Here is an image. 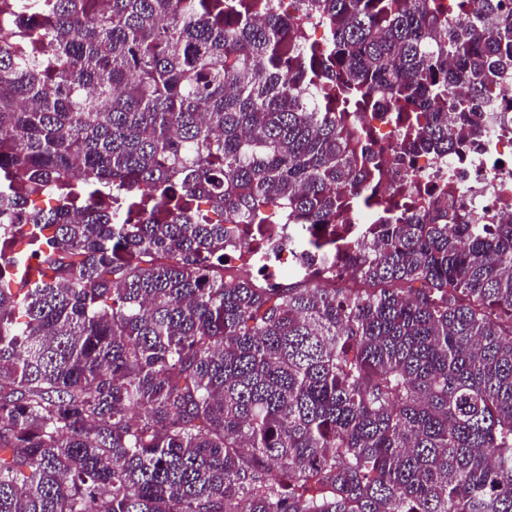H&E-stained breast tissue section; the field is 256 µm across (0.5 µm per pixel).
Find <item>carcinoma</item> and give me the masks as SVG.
<instances>
[{
  "label": "carcinoma",
  "mask_w": 512,
  "mask_h": 512,
  "mask_svg": "<svg viewBox=\"0 0 512 512\" xmlns=\"http://www.w3.org/2000/svg\"><path fill=\"white\" fill-rule=\"evenodd\" d=\"M509 67L502 0H0V512H512V220L381 194ZM266 224L360 287L224 276Z\"/></svg>",
  "instance_id": "1"
}]
</instances>
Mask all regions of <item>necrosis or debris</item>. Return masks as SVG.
I'll return each mask as SVG.
<instances>
[{
  "instance_id": "necrosis-or-debris-1",
  "label": "necrosis or debris",
  "mask_w": 512,
  "mask_h": 512,
  "mask_svg": "<svg viewBox=\"0 0 512 512\" xmlns=\"http://www.w3.org/2000/svg\"><path fill=\"white\" fill-rule=\"evenodd\" d=\"M447 178L454 179L456 202L473 223L498 224L512 216V68L503 71L494 96L486 104L481 133L442 160L423 155L411 168L388 161L384 189L427 187ZM281 241L280 250L271 255L252 250L250 267L281 280L306 271L307 265L301 260L308 250L306 243L287 229L282 231Z\"/></svg>"
}]
</instances>
